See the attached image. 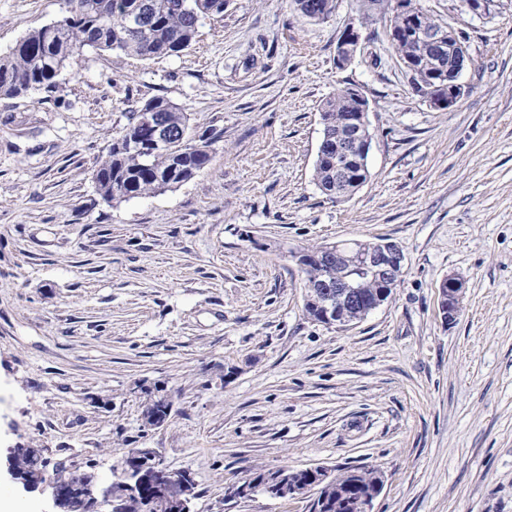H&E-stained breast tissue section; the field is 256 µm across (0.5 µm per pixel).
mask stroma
I'll return each mask as SVG.
<instances>
[{"mask_svg":"<svg viewBox=\"0 0 512 512\" xmlns=\"http://www.w3.org/2000/svg\"><path fill=\"white\" fill-rule=\"evenodd\" d=\"M313 22L292 0H229L179 55L89 51L59 92L0 98V467L9 448L93 465L147 448L191 473L195 512H307L304 497L232 496L258 467L384 476L374 512H512V0L483 19L421 6L466 38L465 95L413 90L380 14L345 69L360 0ZM65 13L0 0V54ZM369 103L366 183L313 180L319 111L345 83ZM156 97L211 139L164 193L104 203L93 172ZM387 239L404 272L341 330L304 310L293 251ZM465 283L453 322L438 285ZM172 402L142 421L140 385ZM336 41V67L347 66L363 44L361 25L350 23L346 25Z\"/></svg>","mask_w":512,"mask_h":512,"instance_id":"obj_1","label":"stroma"}]
</instances>
